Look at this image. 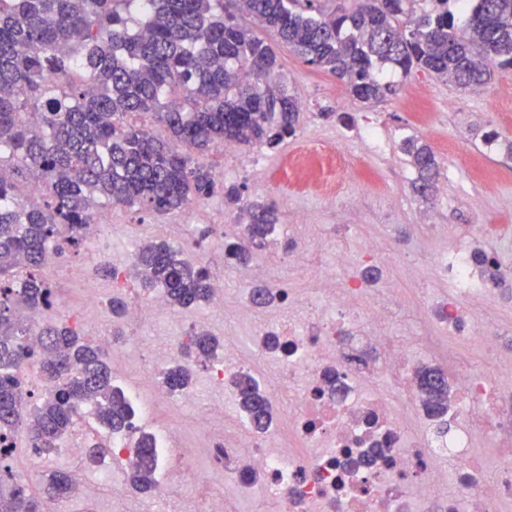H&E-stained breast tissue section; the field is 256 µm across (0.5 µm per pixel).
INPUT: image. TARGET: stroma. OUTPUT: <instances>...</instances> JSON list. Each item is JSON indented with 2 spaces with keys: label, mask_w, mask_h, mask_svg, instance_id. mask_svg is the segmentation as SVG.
<instances>
[{
  "label": "stroma",
  "mask_w": 512,
  "mask_h": 512,
  "mask_svg": "<svg viewBox=\"0 0 512 512\" xmlns=\"http://www.w3.org/2000/svg\"><path fill=\"white\" fill-rule=\"evenodd\" d=\"M279 75L300 104L295 136L275 148L254 146L260 166L225 173L224 154L212 148L205 161L219 181L236 185L243 198L274 204L280 224L308 218L330 225V232L313 245L319 268H332L337 279L361 278L370 264L359 251L363 239L377 237L396 243L400 253H413L415 260H401L382 270L374 290L395 288L400 308L389 315L393 336L411 335L422 313L454 297L455 284L431 263L437 241L448 245L469 244L498 254L502 272L512 271V84L494 77L486 87L465 91L453 83L416 72L401 77L387 71L389 80L399 82L397 98L369 105L350 97L344 85L332 75L313 69L288 49H280ZM376 127L385 138V152H365L354 132L360 126ZM496 133L493 147H485V134ZM414 136L429 144L440 164L436 189L423 198L414 193L417 173L401 150L403 139ZM335 143L346 155V169L335 176L334 196L322 195L314 179L297 176L289 166L307 140ZM243 215L238 204L223 193L182 211L154 215L119 205L112 208V221L131 224L137 235L160 236L171 243L196 241L194 252L183 259L200 256L210 271L224 281V304L229 313L218 336L222 343L235 344L241 353L253 350L255 319H242L237 306L246 304L252 286L239 268L224 262L222 225L239 223ZM93 237H84L77 251L59 257L46 269L60 299L78 306L86 288H104L122 298L141 294L134 273L114 283L102 274V267L123 268L128 257L114 250L102 257L93 254ZM344 256L348 270L338 269L337 256ZM87 341L116 336L118 345L148 347L154 337L173 339L183 334L181 312L162 313L150 326L125 323L114 328L111 314L82 329ZM191 389L194 399L184 404L172 401L168 414L178 426L184 447L194 449L193 464L206 471L208 462L195 450L198 425L208 407L221 401L224 391L211 385L206 366H195Z\"/></svg>",
  "instance_id": "obj_1"
}]
</instances>
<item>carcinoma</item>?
Segmentation results:
<instances>
[{
  "label": "carcinoma",
  "mask_w": 512,
  "mask_h": 512,
  "mask_svg": "<svg viewBox=\"0 0 512 512\" xmlns=\"http://www.w3.org/2000/svg\"><path fill=\"white\" fill-rule=\"evenodd\" d=\"M0 0V512H50L74 493L71 474L49 470L35 496L15 479L9 444L17 435L37 452L59 449L88 407L111 433L135 437L128 485L158 488L153 437L134 426L135 411L112 384L104 349L67 322L39 329L40 354L24 343L27 315L53 307L54 288L42 274L48 247L62 255L79 246L102 207L158 214L209 198L217 180L203 161L224 142L274 148L296 133L300 104L282 85H260L280 68L283 45L314 69L343 81L369 104L387 102L406 78L425 71L462 88L487 84L493 70H512V0H350L332 10L323 0ZM469 12L459 24L451 5ZM250 17L270 35L242 23ZM403 151L417 171L413 189L433 193L439 165L416 137ZM24 178L44 187L40 201L18 193ZM243 238L224 260L247 264L277 231L271 204L246 203ZM183 245L151 241L134 254L144 291L160 290L187 311L208 300L204 265L181 258ZM484 277L501 287L500 266L474 253ZM279 294L258 285L256 306ZM218 341L199 331L181 358L162 370L164 386L184 392L192 365L209 361ZM36 361L47 382L34 401L24 369ZM414 378L430 418L448 414V377L420 366ZM249 422L265 429L272 406L248 375L227 379Z\"/></svg>",
  "instance_id": "1"
}]
</instances>
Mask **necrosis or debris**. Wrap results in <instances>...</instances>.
Masks as SVG:
<instances>
[{
    "label": "necrosis or debris",
    "instance_id": "obj_1",
    "mask_svg": "<svg viewBox=\"0 0 512 512\" xmlns=\"http://www.w3.org/2000/svg\"><path fill=\"white\" fill-rule=\"evenodd\" d=\"M434 262L452 269L470 302L466 313L448 302L438 317L451 331L472 332L483 364L477 373L466 360H453L445 433H432L412 381L414 369L436 353L428 329L402 340L388 336L386 309L355 283L338 285L335 271L326 270L318 297L282 290L279 307L267 311L254 333L255 353L303 382L297 391L267 389L273 406L287 404V414H275L265 433L237 435L218 427L223 419H240L235 399L212 405L202 419L204 474L183 457L174 430L158 429L165 491L254 472L278 512H488L491 504H512V423L495 416V390L502 376L512 377V361L501 359L484 307L495 287L473 277L471 249L452 248ZM330 372L338 378L333 393L325 382ZM383 375L394 378L401 405L366 389ZM483 437L500 453L491 471L475 451ZM165 491L159 501H166Z\"/></svg>",
    "mask_w": 512,
    "mask_h": 512
}]
</instances>
